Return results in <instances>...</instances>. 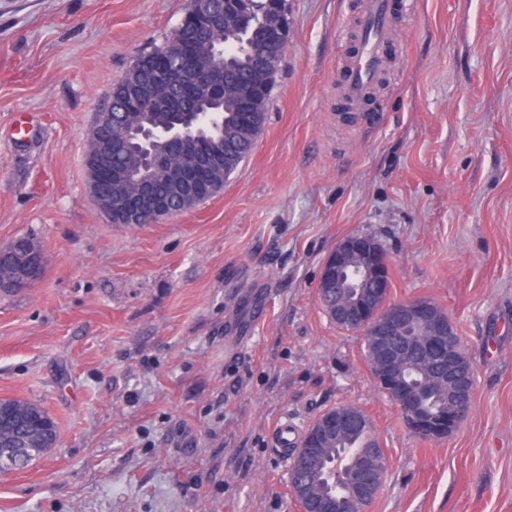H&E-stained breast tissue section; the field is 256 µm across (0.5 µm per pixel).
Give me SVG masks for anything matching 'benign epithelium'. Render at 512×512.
Masks as SVG:
<instances>
[{
    "mask_svg": "<svg viewBox=\"0 0 512 512\" xmlns=\"http://www.w3.org/2000/svg\"><path fill=\"white\" fill-rule=\"evenodd\" d=\"M189 16L216 26L220 29L225 25L244 27L247 18L244 15L224 11V4L218 0H192ZM288 45L287 29L279 24L271 30L268 54L259 60V65L265 66L273 56L284 55ZM159 83L174 85L185 91L201 90L205 85L202 75H194L190 71H174L165 60L156 62V78L149 82L151 88ZM220 120L219 109L211 101L202 103L198 113L180 114L167 127L154 129L137 127L133 131H123L120 135L103 134L101 128L114 125L112 107H107L99 113L95 127V137L101 144L100 154L92 166L88 168L90 188L95 201H101L100 188L105 182L112 184L131 183L136 187V193L144 194L149 185L144 176L155 171H166L171 179L182 189L185 212L200 203L197 184L203 173L213 171L223 164L224 152L199 145L194 154V162L183 164L176 168L171 166L174 158L189 149V143L196 140L203 132L213 129ZM138 147L143 156L145 167L140 173H128L111 167L107 157L126 153L130 147ZM135 196L116 197L113 206L105 207L104 216L112 218V214L121 213L136 224H157L164 218L174 216L165 212L164 207L158 206L147 213L136 208ZM357 254L363 258L359 272L373 285L370 293H358L352 297L345 296L343 288L344 274L351 268V255ZM20 273L19 285L31 281L45 264L43 253L33 251L16 257ZM318 287L336 293L335 300L328 307L331 319L338 326H353L363 332L365 339H375L378 354L373 359L371 367L387 387L392 400L399 405L407 406L412 401L411 395L400 382L404 368L402 352L413 344L411 328L421 321H427L432 327V336L427 340V346L440 351L447 359V379L456 378V361L459 360L457 345L453 334L455 326L448 318H441L432 304L424 300H409L391 302L388 300V278L386 267L379 247L367 235L351 236L341 241L333 253L327 258L318 283ZM474 396V386L463 382L458 392L454 414L448 419L444 430H437L423 421L419 416L412 415L409 425L413 432L438 436L451 433L463 417L470 411ZM363 422L360 414L347 405L338 406L327 411L309 432L306 447L300 449L289 464L290 490L296 501H307L306 489L311 482L310 476L302 464L303 457L309 452L322 446L335 444L350 428ZM23 455V449L13 447L0 448V466L17 469ZM381 456L376 448L370 449L359 458L357 469L364 478L357 482L345 512H366L367 505L376 496V482Z\"/></svg>",
    "mask_w": 512,
    "mask_h": 512,
    "instance_id": "7a95c632",
    "label": "benign epithelium"
}]
</instances>
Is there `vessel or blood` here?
I'll list each match as a JSON object with an SVG mask.
<instances>
[{
	"label": "vessel or blood",
	"instance_id": "obj_1",
	"mask_svg": "<svg viewBox=\"0 0 512 512\" xmlns=\"http://www.w3.org/2000/svg\"><path fill=\"white\" fill-rule=\"evenodd\" d=\"M357 27L359 51L348 61L344 80V96L354 103L369 93L386 67L383 49L391 35L388 0H362Z\"/></svg>",
	"mask_w": 512,
	"mask_h": 512
}]
</instances>
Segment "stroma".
Segmentation results:
<instances>
[{"label": "stroma", "mask_w": 512, "mask_h": 512, "mask_svg": "<svg viewBox=\"0 0 512 512\" xmlns=\"http://www.w3.org/2000/svg\"><path fill=\"white\" fill-rule=\"evenodd\" d=\"M388 65L343 110L360 0H287L256 146L221 193L109 223L84 158L96 117L188 0H0V246L41 276L0 292V399L54 448L0 471V512H301L272 439L349 404L387 457L368 512H512V0H391ZM368 235L389 298L455 324L474 405L422 439L360 331L323 311V264ZM37 248H39L37 243L33 238H30L29 236L18 237L11 241L7 246L1 247L0 250L2 254L0 256V283H2V281L10 280L13 276L11 257L15 252ZM5 250L7 251L4 252ZM45 261L46 259L42 252L35 253L31 251L27 254L16 256V262L20 273V281L14 285L17 287L26 285L36 276L39 268L45 264ZM4 411L5 408L12 411L13 418L7 424H1L0 419V441L3 442L9 434L16 433L17 437H22V433H31L30 423L28 422L29 416L36 413L39 417L44 416L47 419V436L42 437V441L36 442L32 447L26 448L23 464L21 468L27 467L33 460L46 453L50 448H53L57 440L56 423L49 414L37 404L26 399H1L0 406Z\"/></svg>", "instance_id": "obj_1"}]
</instances>
